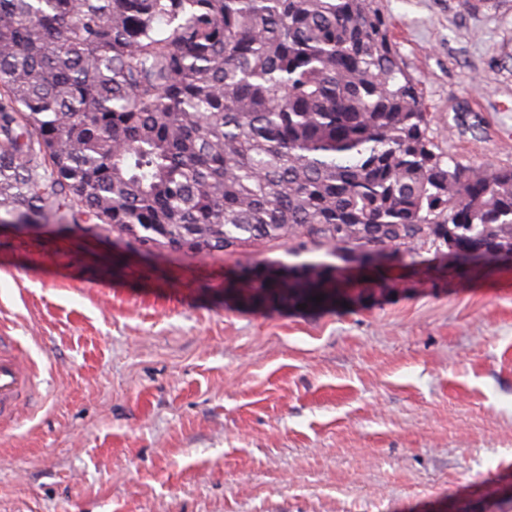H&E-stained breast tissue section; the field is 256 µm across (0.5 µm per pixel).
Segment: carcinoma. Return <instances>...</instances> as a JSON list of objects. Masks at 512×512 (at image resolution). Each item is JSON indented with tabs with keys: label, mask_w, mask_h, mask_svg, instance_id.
<instances>
[{
	"label": "carcinoma",
	"mask_w": 512,
	"mask_h": 512,
	"mask_svg": "<svg viewBox=\"0 0 512 512\" xmlns=\"http://www.w3.org/2000/svg\"><path fill=\"white\" fill-rule=\"evenodd\" d=\"M428 128L372 0H0V224L339 260L249 265L231 288L253 303L344 305L345 271L381 277L389 248L512 251V167L464 166Z\"/></svg>",
	"instance_id": "obj_1"
}]
</instances>
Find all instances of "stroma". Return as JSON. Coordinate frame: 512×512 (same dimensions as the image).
I'll return each mask as SVG.
<instances>
[{"label":"stroma","mask_w":512,"mask_h":512,"mask_svg":"<svg viewBox=\"0 0 512 512\" xmlns=\"http://www.w3.org/2000/svg\"><path fill=\"white\" fill-rule=\"evenodd\" d=\"M373 5L438 151L512 167V0ZM327 258L1 226L0 328L45 382L0 424V512H512V267L425 243L343 307L227 290Z\"/></svg>","instance_id":"obj_1"}]
</instances>
